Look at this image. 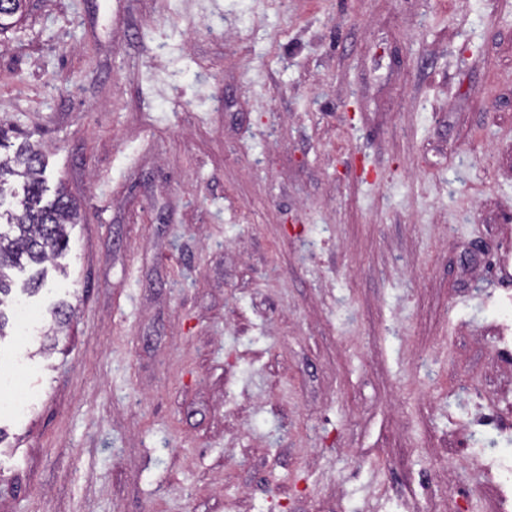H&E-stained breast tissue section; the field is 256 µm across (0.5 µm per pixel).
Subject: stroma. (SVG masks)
Masks as SVG:
<instances>
[{
    "label": "stroma",
    "instance_id": "obj_1",
    "mask_svg": "<svg viewBox=\"0 0 512 512\" xmlns=\"http://www.w3.org/2000/svg\"><path fill=\"white\" fill-rule=\"evenodd\" d=\"M0 131V512H512V0H27ZM23 175L24 196L15 213L8 214L10 232H0V294L8 289L5 269L26 263L39 265L67 244V226L74 224L76 207L60 190L53 202L43 204L42 160L33 146L19 148L13 158L0 160V193L7 178Z\"/></svg>",
    "mask_w": 512,
    "mask_h": 512
}]
</instances>
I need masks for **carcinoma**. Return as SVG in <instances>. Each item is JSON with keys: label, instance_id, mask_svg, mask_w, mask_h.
<instances>
[{"label": "carcinoma", "instance_id": "cac0c4a2", "mask_svg": "<svg viewBox=\"0 0 512 512\" xmlns=\"http://www.w3.org/2000/svg\"><path fill=\"white\" fill-rule=\"evenodd\" d=\"M26 0H0V32L24 15ZM23 175L24 196L20 207L8 214L10 232H0V294L8 289L6 269L27 262L39 265L66 248L67 226L77 217L76 207L63 191L51 203H43L42 160L33 146L19 148L14 157L0 160V192L7 178Z\"/></svg>", "mask_w": 512, "mask_h": 512}]
</instances>
